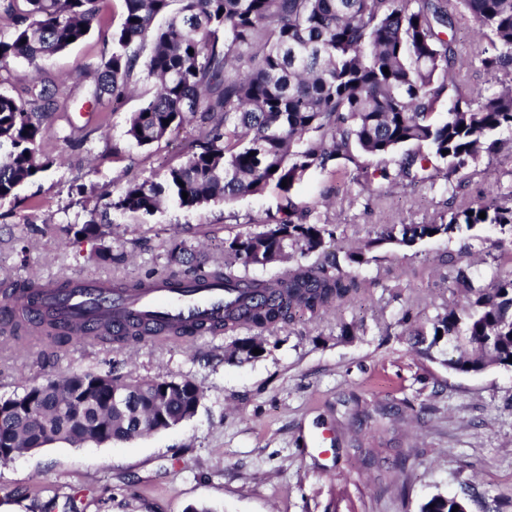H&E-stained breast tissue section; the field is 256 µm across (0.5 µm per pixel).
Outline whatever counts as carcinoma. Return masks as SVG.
Listing matches in <instances>:
<instances>
[{"instance_id":"cac0c4a2","label":"carcinoma","mask_w":512,"mask_h":512,"mask_svg":"<svg viewBox=\"0 0 512 512\" xmlns=\"http://www.w3.org/2000/svg\"><path fill=\"white\" fill-rule=\"evenodd\" d=\"M98 2L0 0V15L13 26L10 36H0V70L17 58L31 67L27 99L0 93V199L16 195L53 164L44 143L55 117H65L58 110L67 94L38 78L40 62L92 33L100 23ZM122 2V23L104 38L110 49L93 69L87 103L120 105L132 84L143 80L153 92L131 113L130 141L149 146L193 121L201 133L185 138L180 162L128 183L112 208L151 216L167 200L188 209L230 204L271 183L280 188L285 180L290 188L315 167L353 172L360 193L370 198L398 185L441 184L448 191V219L407 224L397 234L386 229L341 262L310 259L336 237L337 227L315 208L298 217L291 211L275 224L225 239L224 261L207 269L174 236L167 265L139 282L116 283L139 288L167 279L220 281L238 296L224 304V319L209 325L158 320L114 330L104 320L62 323L27 297L38 281H3L0 297L11 300L19 292L26 299L5 319L13 347L40 345L56 355L84 338L121 348L188 342L218 331L274 332L299 316L315 319L363 297L364 266L379 246L448 238L463 224H512L511 189L456 205L481 154L497 150L500 134H512V0ZM469 26L475 38L457 41L455 30ZM475 66L488 76V87L470 81L467 70ZM442 108L446 118L439 119ZM66 232L99 242L97 259L112 264L102 225L74 224ZM480 252L490 258L485 275L474 270L469 250L448 258L444 278L455 302L436 310L429 327L413 330L431 337L427 357L440 348L448 353L443 364L463 374L492 365L512 368V248L500 241ZM295 256L288 270L276 269L275 263ZM257 268L265 274H252ZM256 348L261 343L244 336L233 355L255 359ZM126 389L133 399L119 410L112 393ZM203 397L189 378L128 382L111 369L29 386L0 400V466L11 462L10 451L16 457L59 441L112 444L170 429L193 416ZM458 505L454 497L434 495L420 512H452Z\"/></svg>"}]
</instances>
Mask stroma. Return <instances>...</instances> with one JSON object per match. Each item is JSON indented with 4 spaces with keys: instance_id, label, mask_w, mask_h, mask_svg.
<instances>
[{
    "instance_id": "35a3bbf8",
    "label": "stroma",
    "mask_w": 512,
    "mask_h": 512,
    "mask_svg": "<svg viewBox=\"0 0 512 512\" xmlns=\"http://www.w3.org/2000/svg\"><path fill=\"white\" fill-rule=\"evenodd\" d=\"M99 32L43 61L40 74L61 83L67 111L87 139L51 134L55 164L0 199V282L35 276L134 281L166 261L179 233L198 260L224 259L222 243L272 222L286 204L297 211L331 196L325 211L338 243L325 257L376 238L387 225L422 224L446 210L440 190L409 187L366 200L351 177L311 169L290 193L268 186L232 204L196 209L165 203L153 216L110 209L128 181L154 177L173 162L179 139L147 147L125 131L142 102L90 109L84 94L102 56ZM512 188V151L482 158L466 191L479 202L493 186ZM108 225L122 261L104 265L95 242L65 228ZM25 240L18 258L15 240ZM512 240V228L480 224L452 239L383 247L365 269V300L317 319L263 334L259 358L231 357L235 334L199 337L190 347L149 342L123 349L73 345L60 356L0 349V398L79 370L114 368L125 379L187 377L201 387L197 412L179 425L109 445L50 444L0 466V512H39L75 497L78 512H419L435 495L464 498L468 512H512V369L457 374L420 354L401 325L426 323L448 302L441 278L450 253L466 244ZM353 324L342 335L341 323ZM366 448L402 459L391 479L365 460Z\"/></svg>"
}]
</instances>
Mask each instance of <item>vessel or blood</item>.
Segmentation results:
<instances>
[{
	"instance_id": "obj_1",
	"label": "vessel or blood",
	"mask_w": 512,
	"mask_h": 512,
	"mask_svg": "<svg viewBox=\"0 0 512 512\" xmlns=\"http://www.w3.org/2000/svg\"><path fill=\"white\" fill-rule=\"evenodd\" d=\"M41 306L69 320L104 315L114 322L165 317L207 319L224 312V289L220 286L177 292L156 286L122 294L111 292L105 282L75 280L71 293L58 295L51 281H44Z\"/></svg>"
}]
</instances>
